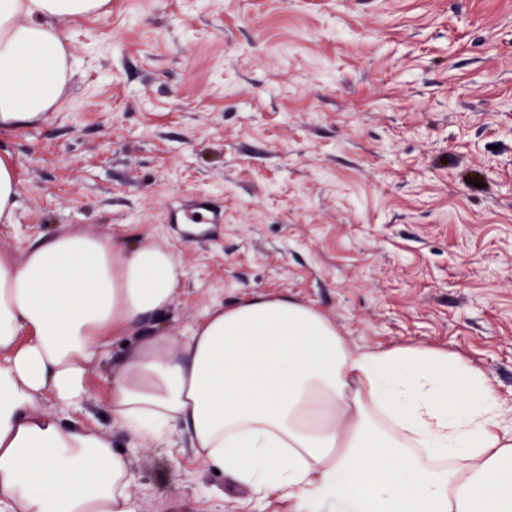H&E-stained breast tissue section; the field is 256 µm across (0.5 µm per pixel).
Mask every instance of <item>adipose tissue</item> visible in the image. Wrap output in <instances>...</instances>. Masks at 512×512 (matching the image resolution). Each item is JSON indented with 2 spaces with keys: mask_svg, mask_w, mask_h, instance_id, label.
<instances>
[{
  "mask_svg": "<svg viewBox=\"0 0 512 512\" xmlns=\"http://www.w3.org/2000/svg\"><path fill=\"white\" fill-rule=\"evenodd\" d=\"M110 3L0 0V132L57 108L71 68L59 23ZM181 276L170 249L66 229L0 252V512H140L127 457L58 415L82 407L90 364ZM46 396L54 412L38 411ZM109 405L132 434L179 435L289 512H512V424L483 371L431 346L352 351L288 294L146 337Z\"/></svg>",
  "mask_w": 512,
  "mask_h": 512,
  "instance_id": "1",
  "label": "adipose tissue"
}]
</instances>
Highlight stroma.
<instances>
[{
    "instance_id": "obj_1",
    "label": "stroma",
    "mask_w": 512,
    "mask_h": 512,
    "mask_svg": "<svg viewBox=\"0 0 512 512\" xmlns=\"http://www.w3.org/2000/svg\"><path fill=\"white\" fill-rule=\"evenodd\" d=\"M59 32L61 105L0 133L18 177L0 251L66 228L179 260L173 301L60 415L122 448L141 512H288L237 507L177 436L109 406L129 346L258 292L313 304L356 351L459 354L512 417V0H112ZM201 203L218 221L197 232Z\"/></svg>"
}]
</instances>
